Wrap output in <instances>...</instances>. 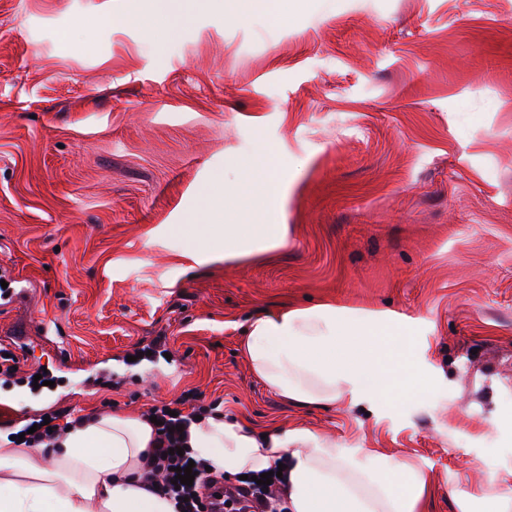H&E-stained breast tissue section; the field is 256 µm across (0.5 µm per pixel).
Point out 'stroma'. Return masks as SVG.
Masks as SVG:
<instances>
[{"instance_id":"35a3bbf8","label":"stroma","mask_w":512,"mask_h":512,"mask_svg":"<svg viewBox=\"0 0 512 512\" xmlns=\"http://www.w3.org/2000/svg\"><path fill=\"white\" fill-rule=\"evenodd\" d=\"M124 17L121 25L112 16ZM267 156L275 251L197 265L194 227ZM0 431L181 401L448 483L512 469V0H0ZM394 318L421 384L378 411L297 408L240 351L256 316ZM31 326L19 342L15 331ZM44 384L35 387V376ZM193 404V405H196ZM193 405L183 403V412Z\"/></svg>"}]
</instances>
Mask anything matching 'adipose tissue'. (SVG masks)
Instances as JSON below:
<instances>
[{"mask_svg":"<svg viewBox=\"0 0 512 512\" xmlns=\"http://www.w3.org/2000/svg\"><path fill=\"white\" fill-rule=\"evenodd\" d=\"M274 168L247 177L215 215L223 235L197 262L231 265L275 250L284 224H258L260 201L284 193ZM391 318L329 304L282 309L255 318L242 342L252 372L288 404L357 407L384 403L389 388L414 379L388 347ZM155 431L146 416L89 411L62 426L51 450L0 440V512H178L173 499L142 479ZM192 455L227 476L283 464L288 512H423L426 470L402 456L340 447L335 436L274 423L259 429L219 413L190 427ZM457 512H512V469L488 476L479 490H451Z\"/></svg>","mask_w":512,"mask_h":512,"instance_id":"ef3b65f1","label":"adipose tissue"}]
</instances>
